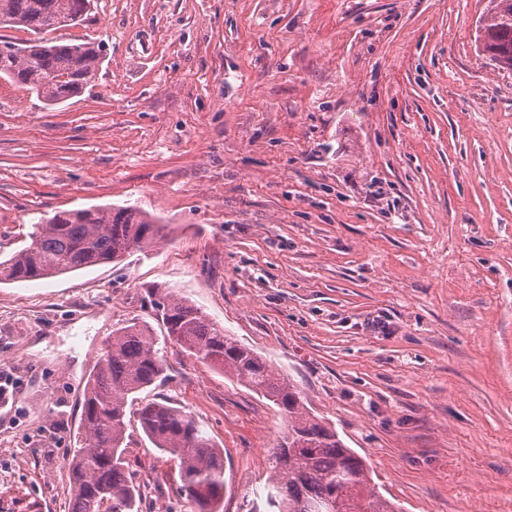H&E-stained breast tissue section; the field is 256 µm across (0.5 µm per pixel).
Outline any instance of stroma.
<instances>
[{
    "label": "stroma",
    "instance_id": "stroma-1",
    "mask_svg": "<svg viewBox=\"0 0 512 512\" xmlns=\"http://www.w3.org/2000/svg\"><path fill=\"white\" fill-rule=\"evenodd\" d=\"M488 0H93L95 83L0 79V258L55 212L135 205L167 239L0 284V512H67L85 379L173 288L301 389L404 512H512V70ZM149 399L224 450V512H267L272 403L165 352ZM141 512H189L127 428ZM479 29L482 54L499 69L512 70V0H490Z\"/></svg>",
    "mask_w": 512,
    "mask_h": 512
}]
</instances>
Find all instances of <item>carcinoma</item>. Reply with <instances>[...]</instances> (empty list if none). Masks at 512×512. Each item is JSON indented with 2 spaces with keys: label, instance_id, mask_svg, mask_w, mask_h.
<instances>
[{
  "label": "carcinoma",
  "instance_id": "obj_1",
  "mask_svg": "<svg viewBox=\"0 0 512 512\" xmlns=\"http://www.w3.org/2000/svg\"><path fill=\"white\" fill-rule=\"evenodd\" d=\"M479 29L482 54L512 70V0H489ZM91 0H0V29L23 28L25 43L0 41V79L23 86L55 106L80 95L104 62V43H65L53 36L89 13ZM169 225L133 205L59 211L40 220L30 242L0 261V283L57 277L127 254L147 251ZM162 337L143 322L112 331L83 389L81 440L65 463L68 512H139L140 495L126 461L128 402L165 378L164 346L272 402L288 418L271 450L267 497L277 512H402L372 485L370 469L346 447L326 419L313 413L302 391L211 321L190 298L171 288L149 292ZM143 434L178 468L177 492L190 512H224V451L192 412L167 401L138 409Z\"/></svg>",
  "mask_w": 512,
  "mask_h": 512
}]
</instances>
